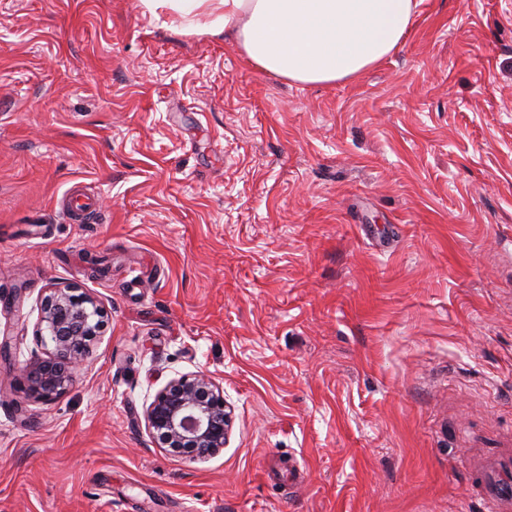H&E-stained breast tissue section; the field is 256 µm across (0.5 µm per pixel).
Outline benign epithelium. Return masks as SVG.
Returning a JSON list of instances; mask_svg holds the SVG:
<instances>
[{
    "instance_id": "benign-epithelium-1",
    "label": "benign epithelium",
    "mask_w": 512,
    "mask_h": 512,
    "mask_svg": "<svg viewBox=\"0 0 512 512\" xmlns=\"http://www.w3.org/2000/svg\"><path fill=\"white\" fill-rule=\"evenodd\" d=\"M104 327V315L95 300L76 286L46 289L37 335L51 346L43 358L24 368L27 397L50 402L76 382L91 343ZM231 409L224 389L211 376L193 373L169 381L159 389L145 411L148 431L179 455L186 445L187 457L203 459L218 453L227 443Z\"/></svg>"
}]
</instances>
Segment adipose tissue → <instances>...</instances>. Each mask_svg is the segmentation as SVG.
I'll return each instance as SVG.
<instances>
[{
	"label": "adipose tissue",
	"mask_w": 512,
	"mask_h": 512,
	"mask_svg": "<svg viewBox=\"0 0 512 512\" xmlns=\"http://www.w3.org/2000/svg\"><path fill=\"white\" fill-rule=\"evenodd\" d=\"M214 24L260 69L301 84L352 79L397 50L417 0H217Z\"/></svg>",
	"instance_id": "1"
}]
</instances>
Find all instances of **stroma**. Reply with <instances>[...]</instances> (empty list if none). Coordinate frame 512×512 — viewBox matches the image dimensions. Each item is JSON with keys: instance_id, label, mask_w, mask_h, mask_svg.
Listing matches in <instances>:
<instances>
[{"instance_id": "obj_1", "label": "stroma", "mask_w": 512, "mask_h": 512, "mask_svg": "<svg viewBox=\"0 0 512 512\" xmlns=\"http://www.w3.org/2000/svg\"><path fill=\"white\" fill-rule=\"evenodd\" d=\"M210 23L0 0V512H486L464 461L512 458V0H421L331 84ZM54 284L104 328L45 403L22 369ZM197 371L233 409L200 460L144 420Z\"/></svg>"}]
</instances>
